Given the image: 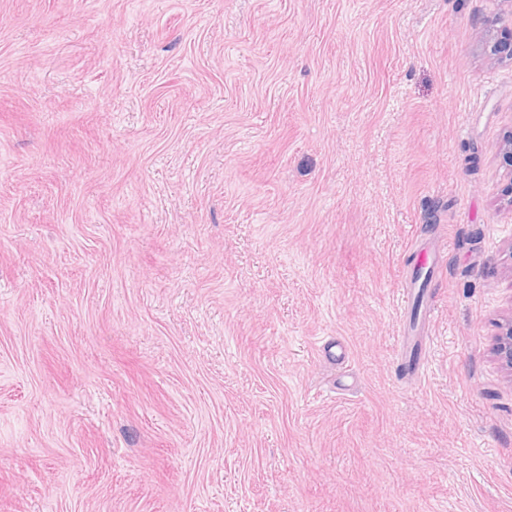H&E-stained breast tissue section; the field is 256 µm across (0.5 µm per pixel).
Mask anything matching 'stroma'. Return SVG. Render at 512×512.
<instances>
[{
	"instance_id": "1",
	"label": "stroma",
	"mask_w": 512,
	"mask_h": 512,
	"mask_svg": "<svg viewBox=\"0 0 512 512\" xmlns=\"http://www.w3.org/2000/svg\"><path fill=\"white\" fill-rule=\"evenodd\" d=\"M497 16L0 0V512H512ZM494 353L497 359L512 370V318L500 323Z\"/></svg>"
}]
</instances>
